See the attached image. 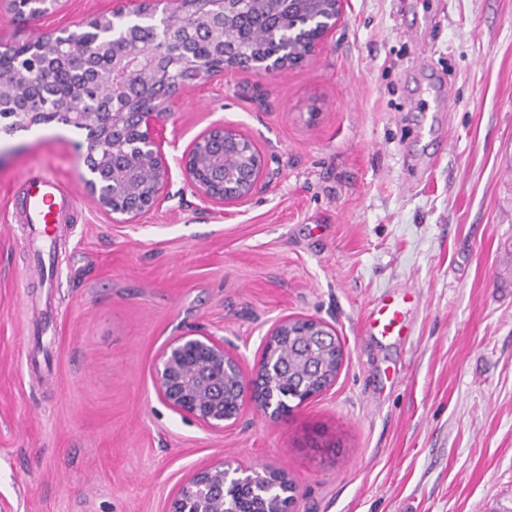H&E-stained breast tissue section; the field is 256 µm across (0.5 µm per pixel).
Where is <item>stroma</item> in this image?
Here are the masks:
<instances>
[{
	"label": "stroma",
	"mask_w": 512,
	"mask_h": 512,
	"mask_svg": "<svg viewBox=\"0 0 512 512\" xmlns=\"http://www.w3.org/2000/svg\"><path fill=\"white\" fill-rule=\"evenodd\" d=\"M112 2L0 0V44ZM219 123L266 163L233 206L181 171ZM161 136L164 200L116 223L82 188L84 130L0 132V512H169L221 461L284 473L295 512H512V0H349L308 63L186 87ZM31 171L75 200L47 268L15 219ZM401 288L411 336L368 335ZM289 316L346 356L287 418L247 402L214 432L159 395L177 336L231 341L249 378ZM62 0H7L9 11L19 18L34 19L62 8Z\"/></svg>",
	"instance_id": "obj_1"
}]
</instances>
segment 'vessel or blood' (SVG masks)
I'll use <instances>...</instances> for the list:
<instances>
[{"label":"vessel or blood","instance_id":"b4317fda","mask_svg":"<svg viewBox=\"0 0 512 512\" xmlns=\"http://www.w3.org/2000/svg\"><path fill=\"white\" fill-rule=\"evenodd\" d=\"M72 201L62 182L51 175L26 178L25 192L19 204L21 223L37 227L46 238H54L58 225L66 223ZM409 296H389L368 316V329L380 336H403L410 330Z\"/></svg>","mask_w":512,"mask_h":512}]
</instances>
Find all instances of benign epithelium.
Returning a JSON list of instances; mask_svg holds the SVG:
<instances>
[{
    "label": "benign epithelium",
    "mask_w": 512,
    "mask_h": 512,
    "mask_svg": "<svg viewBox=\"0 0 512 512\" xmlns=\"http://www.w3.org/2000/svg\"><path fill=\"white\" fill-rule=\"evenodd\" d=\"M236 0H163V21L178 18L179 30L168 28L164 43L154 45L150 52L130 51L132 44L114 36V21L131 22L141 18L148 0H118L112 11L100 13L80 25L81 31L61 28L54 38L62 36L84 39L82 52H63L71 45L62 41L54 53V65L72 78L67 97L56 98V111L48 114L34 109V94L22 87L31 82L33 74L17 73L9 87L0 81V103L9 101L10 112L0 114L9 119L4 126L27 127L38 124L48 116L91 132L93 144L109 143L112 153L104 160L96 158L94 149L84 155L86 174L83 186L95 199L98 207L110 216H120L128 222L154 208L162 199L169 172L163 153V142L156 126L171 115V106L180 91L188 86L204 84L224 73V66H202L190 72V82L173 81L175 59L164 45L178 46L181 58L200 45L224 57V21L229 5ZM318 8L309 13L314 26L306 34V51L295 56L287 46H274L260 60L235 62L232 67L271 75L286 68L308 62L317 49L328 43L345 15L346 0H316ZM9 11L19 18L34 19L62 8V0H7ZM135 132L137 144L145 160L139 179L131 177L127 153L119 142ZM254 150L251 141L235 129L215 125L201 134L182 158V171L194 193L210 201L233 205L248 198L261 181L265 160ZM296 322L305 323L304 335L309 337L310 349L302 351L300 360L311 372L319 371L322 363L314 348L337 343L336 330L314 317L283 318L274 322L264 337V343L275 336L288 334ZM230 342L222 337L187 334L171 342L161 353L156 367L159 395L177 413L193 417L210 431H224V423L236 420L243 396L252 402L264 394V382L274 363L270 353L262 355L258 370L251 380L244 379L238 356L229 351ZM233 374L240 389L234 405L224 407V374ZM334 380L306 389L297 388L292 399L302 404L328 388ZM265 410L273 419H283L292 406L277 402L275 395L265 398ZM267 467L242 469L228 463L206 467L194 474L172 501L170 512H224V493L239 487L253 496L268 495L272 488L261 483L267 477Z\"/></svg>",
    "instance_id": "benign-epithelium-1"
}]
</instances>
